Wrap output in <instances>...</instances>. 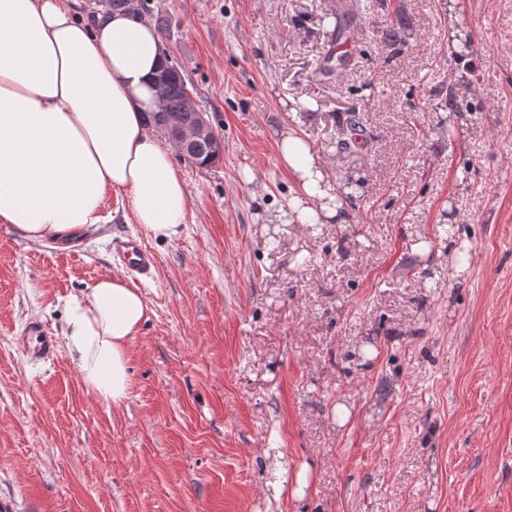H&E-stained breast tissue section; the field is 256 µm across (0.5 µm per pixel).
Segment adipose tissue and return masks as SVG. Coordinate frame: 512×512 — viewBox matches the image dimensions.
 Segmentation results:
<instances>
[{"label":"adipose tissue","instance_id":"obj_1","mask_svg":"<svg viewBox=\"0 0 512 512\" xmlns=\"http://www.w3.org/2000/svg\"><path fill=\"white\" fill-rule=\"evenodd\" d=\"M164 62L156 31L132 14L90 22L82 0H0V224L28 240H66L102 222L112 191L147 236L179 237L185 183L172 148L142 119ZM277 147L298 187L290 218L341 221L355 184H331L295 131ZM150 312L144 292L119 275L66 300L64 350L100 403L127 400L129 346Z\"/></svg>","mask_w":512,"mask_h":512}]
</instances>
